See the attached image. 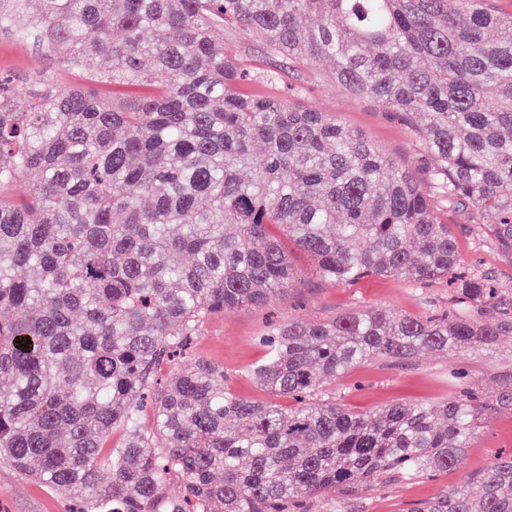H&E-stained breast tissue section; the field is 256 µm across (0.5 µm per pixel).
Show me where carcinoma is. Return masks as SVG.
<instances>
[{"mask_svg":"<svg viewBox=\"0 0 512 512\" xmlns=\"http://www.w3.org/2000/svg\"><path fill=\"white\" fill-rule=\"evenodd\" d=\"M27 2L1 4L0 28L125 95L36 79L17 112L0 76V459L76 512H352L370 487L459 467L488 413L512 409V374L493 400L453 369L446 400L365 412L326 383L511 336L512 288L489 273L455 279L425 319L358 308L272 328L252 376L289 406L239 397L205 360L157 375L206 318L287 292L290 243L337 286H425L459 263L448 203L495 212L476 232L512 255V17L488 0H38L23 27ZM226 27L398 116L425 176L331 112L244 92L256 73ZM172 478L182 496L160 497ZM410 512H512V454Z\"/></svg>","mask_w":512,"mask_h":512,"instance_id":"cac0c4a2","label":"carcinoma"}]
</instances>
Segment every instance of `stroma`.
Listing matches in <instances>:
<instances>
[{
  "mask_svg": "<svg viewBox=\"0 0 512 512\" xmlns=\"http://www.w3.org/2000/svg\"><path fill=\"white\" fill-rule=\"evenodd\" d=\"M224 45L233 50L242 67L277 73V81L251 82L252 92L285 97L296 105L335 113L346 127L366 135L396 162L417 163L419 144L410 129L391 113L338 83L328 65L289 67L285 57L268 52L261 41L242 39L229 28L224 31ZM37 73L48 75L54 84L63 87L85 82L81 71L45 54L32 39L11 30H0V74L12 75L23 82ZM442 218L456 233L463 265L480 264L512 286V257L504 255L492 240L467 229L462 208H445ZM291 256L300 271L294 288L268 306L239 307L210 318L195 340L196 356L223 366L232 391L246 399L269 397L253 379L251 371L267 358V349L260 338L271 323L295 318L318 322L359 307H382L421 317L448 304V290L442 284L419 289L404 278L369 276L342 287L321 280L304 253L295 250ZM459 366L464 367L470 384L485 396L494 397L502 375L512 372V337H501L495 346L473 354L456 350L424 352L402 363L373 359L343 378L329 381L328 386L340 393L347 408L357 412L398 402L431 403L452 394L448 371ZM499 450H512L511 409H498L490 414L484 430L467 449L460 468L367 492L363 508L365 512H405L413 503L436 498L444 488H466L470 479L482 473ZM69 510L70 502L65 496L38 481L21 478L9 464L0 462V512Z\"/></svg>",
  "mask_w": 512,
  "mask_h": 512,
  "instance_id": "35a3bbf8",
  "label": "stroma"
}]
</instances>
